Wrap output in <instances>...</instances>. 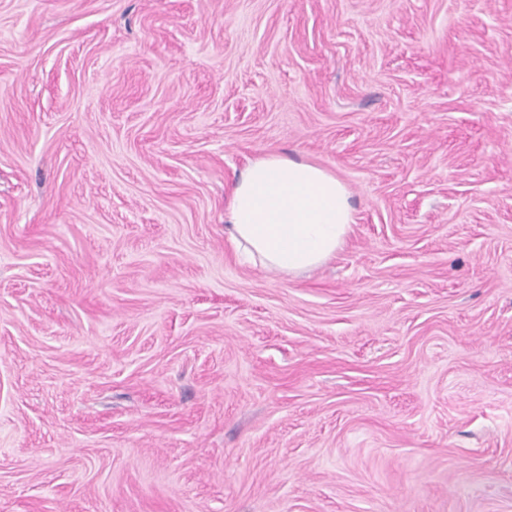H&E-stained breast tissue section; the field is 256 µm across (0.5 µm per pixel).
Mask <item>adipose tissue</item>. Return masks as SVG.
Here are the masks:
<instances>
[{
    "label": "adipose tissue",
    "instance_id": "obj_1",
    "mask_svg": "<svg viewBox=\"0 0 512 512\" xmlns=\"http://www.w3.org/2000/svg\"><path fill=\"white\" fill-rule=\"evenodd\" d=\"M352 213L350 193L334 173L270 152L250 161L235 183L227 231L250 260L298 275L342 247Z\"/></svg>",
    "mask_w": 512,
    "mask_h": 512
}]
</instances>
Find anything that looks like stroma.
I'll use <instances>...</instances> for the list:
<instances>
[{"mask_svg":"<svg viewBox=\"0 0 512 512\" xmlns=\"http://www.w3.org/2000/svg\"><path fill=\"white\" fill-rule=\"evenodd\" d=\"M0 512H512V0H0ZM346 185L329 170L269 152L234 185L227 231L244 255L287 275L320 267L351 231Z\"/></svg>","mask_w":512,"mask_h":512,"instance_id":"35a3bbf8","label":"stroma"}]
</instances>
